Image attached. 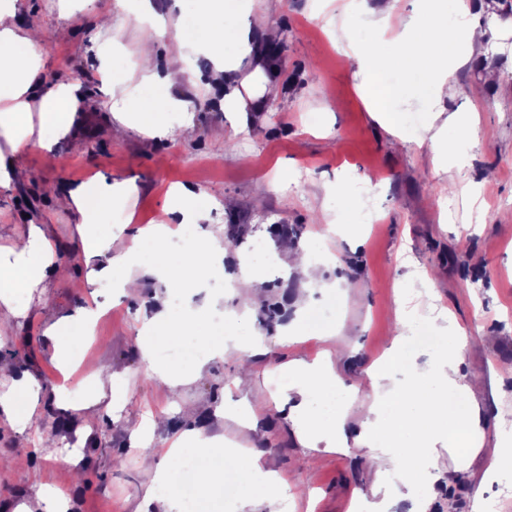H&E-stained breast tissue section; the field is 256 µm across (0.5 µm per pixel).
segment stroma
Masks as SVG:
<instances>
[{
	"instance_id": "obj_1",
	"label": "stroma",
	"mask_w": 512,
	"mask_h": 512,
	"mask_svg": "<svg viewBox=\"0 0 512 512\" xmlns=\"http://www.w3.org/2000/svg\"><path fill=\"white\" fill-rule=\"evenodd\" d=\"M55 2L23 0L20 19L43 33L49 75L80 81L90 100L73 137L57 145L56 164L47 165L41 151L31 148L24 158L29 180L0 204L1 236L32 222L42 225L69 271L66 279L48 281L42 299L0 341V357L13 374L30 375L42 386L27 429L32 447L27 458L15 459L17 429L0 416V512H14L42 487L66 495L70 512H138L143 471L163 464L168 448L190 429L260 452L265 468L291 485L292 512H352L354 492L369 491L374 482L369 451L353 446L316 461L303 448L286 420L287 404L277 398L275 368L296 357L315 359L326 344L316 338L286 342L282 327L306 301L313 310L336 312L346 347L336 373L345 385H359L366 367L399 331L392 314L406 283L419 291L412 301L414 335L425 333L426 318L451 317L470 339L462 375L485 380L478 394L485 445L467 473L451 474L433 486L423 500L425 512H467L468 498L478 489L494 502L495 512H512V492L482 480L495 445L494 415L498 406L512 403V0H462L471 24L486 29L488 38L453 71L442 106L449 116H477L483 137L468 149L461 168L445 172L418 144L428 118L425 105L405 112L398 143L371 118L356 89L355 62L317 17L319 0H260L280 34L278 94L265 111L252 114L247 128L234 127L210 90L190 85L186 107L192 126L161 141L114 120L100 91L99 54L110 55L116 72H124L136 56L139 31L120 10H113L111 27L104 30L97 25L96 8L63 18ZM157 154L167 156L166 168L155 169ZM98 173L139 184L127 206L102 212L94 227L101 235L129 222L166 221L163 204L170 185L200 194L220 189L212 223L195 233L220 240L233 224L238 235L235 244L225 246L224 268L207 279L206 291L218 296L226 319L248 313L264 338L262 350H231L211 360L178 397L155 387L132 338L152 310L158 281L141 273L139 294L122 299L106 283H89L80 236L71 216L56 205L61 180L80 182ZM341 182L357 185L346 217L359 225L356 234L329 227L339 203L327 199L325 188ZM374 212L380 215L376 224L368 221ZM282 224L299 229V241L316 242L332 254L323 274L337 286H349L348 294L306 296L282 256L274 269L263 270L259 291L232 286L240 259L256 242L277 244ZM426 273L436 280L430 293L421 289ZM91 300L105 313L89 339L70 348L67 369H59L49 358L46 322ZM100 366L130 389L114 421L101 408L82 407L83 382ZM63 382L75 409H62L52 393ZM220 408L245 416L249 429L217 417ZM152 416L166 419V429L154 434L149 451L133 448L131 430ZM51 441L82 452V477L49 460Z\"/></svg>"
}]
</instances>
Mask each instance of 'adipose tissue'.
<instances>
[{
    "mask_svg": "<svg viewBox=\"0 0 512 512\" xmlns=\"http://www.w3.org/2000/svg\"><path fill=\"white\" fill-rule=\"evenodd\" d=\"M120 9L141 32L139 70L116 75L110 68L100 70L102 87L111 100L113 118L150 140L166 139L174 132V120L183 114L185 103L172 89L181 82L224 87L221 108L233 114L239 127H247L249 115L263 111L278 92L277 70L270 56L261 53L255 37L265 31V19L248 0H205L193 26L182 24L180 17L159 14L152 0H115ZM400 0H383V6L364 21L363 36H356L350 20L358 15V0H347L339 17L325 16L345 54L357 64L362 83L393 71L402 72L392 96L379 92L368 95L367 109L392 136L401 139L400 115L393 102L422 100L431 118L422 138L438 168L462 166L467 147L478 141L480 126L476 118L456 117L450 124H438L441 96L448 82V61L468 60L480 37L475 27L458 23L448 27V13L440 0H414L410 16L399 10ZM19 0H0V197L8 195L24 176L22 159L30 147L41 149L47 163H55L57 144L70 136L80 105L87 93L81 82L71 79L50 80L45 76L46 59L35 31L22 25ZM245 13L250 22L234 25L236 13ZM169 37L172 43L171 68L158 72L149 65L156 37ZM396 45V53L382 51L381 43ZM205 55L211 62L207 76H200L191 63ZM139 188L135 180L110 181L95 177L80 183L62 182L59 198L79 234L87 264V278L109 282L117 295L127 296L138 287L139 250L144 241L155 244L156 257L149 267L164 288H196L212 271L221 269L224 249L206 238L178 254L169 251L170 226L139 227L122 237L120 249H113L112 238L88 231L98 223L101 212L112 204L129 203ZM166 209L173 224L199 225L211 217L209 204L193 190L172 186L166 192ZM46 231L29 225L23 235L0 246V335L8 333L25 313L20 296H30L51 276L60 274ZM214 302L175 311L169 299L144 319L136 336V345L152 379L170 395L196 376L213 358L231 348L248 346L256 350L262 338L247 316L232 324L211 326L206 315ZM99 309L83 307L49 323L45 336L53 342L52 359L63 360L67 351L86 335L98 318ZM403 331L390 343L384 355L366 371L363 387H344L336 375L340 349L336 346V328L302 311L284 329L288 341L302 336H317L328 345L315 360L293 358L279 366L280 398L291 403L288 419L303 445L315 455L337 453L356 443L371 452L375 481L370 493H355L354 502L364 512H390L393 501L405 500L420 507L421 485H432L440 477L441 444L456 438L449 447L454 470H469L471 457L484 444L482 409L474 385L466 380L460 365L468 340L455 322L446 317L429 319L427 327L436 352V368L430 381L401 386L397 372L415 373L419 366L408 348V331L415 316L406 306L395 310ZM185 349L188 362L174 364L164 360L168 351ZM37 380L23 375L11 378L0 389V414L12 424L24 425L35 411ZM369 401L356 422L347 428V410L358 391ZM497 446L487 460L484 480L512 476V407H498L495 415ZM193 447L213 464L199 474L196 512H209L207 500L215 496L240 503L246 512L267 507L283 512L292 498L290 486L264 468L260 456L239 463L225 449L221 439L205 438L199 432L182 434L167 451L164 467L147 469L143 483L145 505L159 504L160 512H185L177 485V464L184 447ZM239 466V480L226 482L224 470Z\"/></svg>",
    "mask_w": 512,
    "mask_h": 512,
    "instance_id": "1",
    "label": "adipose tissue"
}]
</instances>
